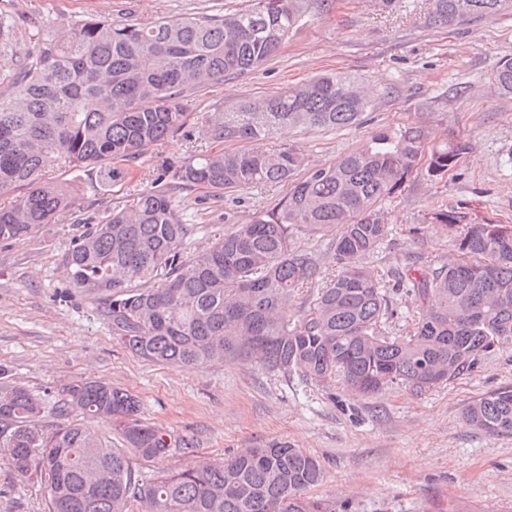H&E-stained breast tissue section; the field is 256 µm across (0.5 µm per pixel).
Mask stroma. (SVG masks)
Here are the masks:
<instances>
[{
	"instance_id": "stroma-1",
	"label": "stroma",
	"mask_w": 512,
	"mask_h": 512,
	"mask_svg": "<svg viewBox=\"0 0 512 512\" xmlns=\"http://www.w3.org/2000/svg\"><path fill=\"white\" fill-rule=\"evenodd\" d=\"M248 0H0L11 34L0 40V83L8 84L37 41L93 16L147 25L161 17L225 14ZM430 0H311L306 23L257 70L216 81L188 98L194 112H224L325 72H347L380 91L362 126L333 131H282L270 148L299 147L309 164L329 165L375 132L419 122L448 130L470 149L440 181L417 175L385 198L379 214L388 235L367 266L393 281L404 266H436L453 244L438 228L421 230L424 212L438 204L464 207L472 218L512 224V96L493 74L512 55V13L441 25ZM192 129L155 146L129 178L102 191L88 188L81 170L51 168L49 177L85 186L76 213L25 238L0 243V378L43 402L41 426L83 425L111 437L105 423L57 405L72 382L89 378L126 390L139 402V419L170 436L171 456L136 460L141 471L216 462L246 448L285 442L314 455L323 479L311 497L336 512H512V434L493 436L467 425L465 407L512 386V350L480 357L465 375L414 395L394 387L371 397L326 390L259 365L219 361L175 368L148 362L112 338V322L98 301L65 280L62 254L88 217L102 218L142 189L167 163L220 150ZM286 187L258 186L218 197L195 187L177 191L193 227L190 250L214 234L275 205ZM331 235L306 234L298 247L315 253L319 269L288 307L296 316L336 272ZM0 512H48L40 482L21 480L0 461Z\"/></svg>"
}]
</instances>
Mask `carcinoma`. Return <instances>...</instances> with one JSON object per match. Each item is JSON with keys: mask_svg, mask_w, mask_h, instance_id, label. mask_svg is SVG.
Returning a JSON list of instances; mask_svg holds the SVG:
<instances>
[{"mask_svg": "<svg viewBox=\"0 0 512 512\" xmlns=\"http://www.w3.org/2000/svg\"><path fill=\"white\" fill-rule=\"evenodd\" d=\"M310 0H252L235 13L162 18L136 26L87 17L60 36L41 38L0 94V242L27 236L79 205L83 186L44 177L60 164L94 176L102 190L129 174L155 146L195 125L188 95L273 57L309 14ZM512 0H433L434 22L493 18ZM512 95V57L493 74ZM375 94L358 78L322 74L302 85L205 116L202 131L239 145L190 156L130 195L85 230L62 255L65 279L96 298L112 338L136 357L174 367L251 362L298 374L358 397L394 386L422 394L469 371L479 357L512 350V224L475 221L436 207L422 223L452 233L453 253L436 268L412 265L397 287L415 304L406 336L383 331L389 297L361 260L387 237L378 206L419 173L439 179L469 145L436 139L409 122L379 131L328 166L306 164L297 147L256 144L284 128L333 130L360 124ZM289 184L288 193L244 224L187 251L191 225L173 193L200 186L224 191ZM330 241L338 273L296 319L286 305L318 270L295 246L311 231ZM77 409L121 430L128 450L79 424L41 429V401L0 383V460L24 479L44 481L49 512H333L305 492L319 484L320 462L272 443L222 462L200 460L146 477L132 462L165 459V434L138 418L126 391L97 380L64 390L63 415ZM466 424L512 434V387L469 405Z\"/></svg>", "mask_w": 512, "mask_h": 512, "instance_id": "1", "label": "carcinoma"}]
</instances>
